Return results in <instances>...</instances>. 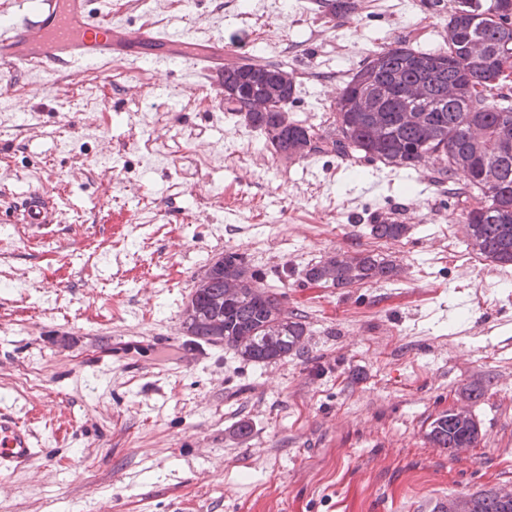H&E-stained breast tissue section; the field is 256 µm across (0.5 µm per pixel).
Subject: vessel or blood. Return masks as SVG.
Listing matches in <instances>:
<instances>
[{"mask_svg":"<svg viewBox=\"0 0 512 512\" xmlns=\"http://www.w3.org/2000/svg\"><path fill=\"white\" fill-rule=\"evenodd\" d=\"M114 56L215 79L224 60L207 46L188 43L182 32H153L116 23L92 6V0H24L22 14L0 17V78L24 70L49 73L66 64L81 72ZM19 223L43 229L58 219V206L39 190L26 193L16 210ZM34 452L29 429L14 416L0 413V475L27 464Z\"/></svg>","mask_w":512,"mask_h":512,"instance_id":"b4317fda","label":"vessel or blood"}]
</instances>
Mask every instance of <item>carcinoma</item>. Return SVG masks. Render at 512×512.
I'll use <instances>...</instances> for the list:
<instances>
[{"label":"carcinoma","instance_id":"cac0c4a2","mask_svg":"<svg viewBox=\"0 0 512 512\" xmlns=\"http://www.w3.org/2000/svg\"><path fill=\"white\" fill-rule=\"evenodd\" d=\"M512 0H458L448 19V49L420 51L396 46L373 54L356 71L336 98L339 137L312 144L309 130L280 106L288 105L295 83L267 64L243 63L224 68V108L243 115L247 125L259 130L273 150L287 159L304 158L332 150L340 156L359 153L384 164L412 168L430 154L445 160L444 172H463L468 187L480 201L462 210L469 244L496 265L512 266V156L497 153V140L512 134V97L494 83L503 44L512 49ZM419 84V98L407 95ZM376 87H390L393 100H384L385 119L377 138L369 132L371 119L360 99ZM500 91V101H487L485 92ZM264 97L270 109L242 112L247 98ZM409 110L421 121L404 120ZM378 240L397 241L409 231L391 217L376 216L367 225ZM394 261L370 250L338 253L307 265L309 284L346 288L378 283L395 277ZM256 273L246 258L226 251L199 279L194 295L195 316L187 328L195 341L225 343L249 362L271 363L306 353L304 316L284 307L278 294L254 287ZM279 339H270L272 332ZM436 448L457 456L463 448L478 444L479 430L473 418L455 417L453 410L439 414L426 432ZM476 512H512L488 490L471 494Z\"/></svg>","mask_w":512,"mask_h":512}]
</instances>
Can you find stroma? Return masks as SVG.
<instances>
[{"instance_id": "stroma-1", "label": "stroma", "mask_w": 512, "mask_h": 512, "mask_svg": "<svg viewBox=\"0 0 512 512\" xmlns=\"http://www.w3.org/2000/svg\"><path fill=\"white\" fill-rule=\"evenodd\" d=\"M97 0L134 26L219 40L295 78L291 117L336 138L364 60L448 46L456 0ZM209 79L105 64L0 84V411L41 450L0 482V512H432L512 486V267L466 245L437 156L413 168L333 151L288 159ZM33 189L59 221L31 236ZM408 225L369 236L370 217ZM304 315V356L242 360L194 343L183 312L224 250ZM371 250L397 277L333 288L308 264ZM481 386L476 402L463 388ZM480 428L461 456L425 437L443 411ZM57 203L40 190L26 193L23 201L16 209V218L20 224H26L29 230L43 229L58 219Z\"/></svg>"}]
</instances>
